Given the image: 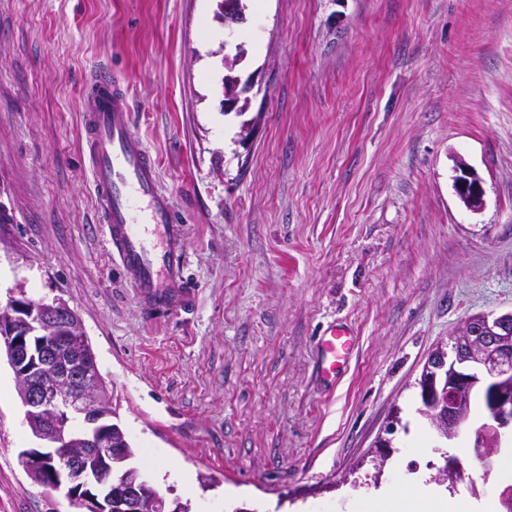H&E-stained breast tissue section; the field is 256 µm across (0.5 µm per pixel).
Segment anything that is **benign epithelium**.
Here are the masks:
<instances>
[{"label":"benign epithelium","instance_id":"benign-epithelium-1","mask_svg":"<svg viewBox=\"0 0 512 512\" xmlns=\"http://www.w3.org/2000/svg\"><path fill=\"white\" fill-rule=\"evenodd\" d=\"M219 20L229 32L244 22L237 0H220ZM240 78L226 77L222 107L242 112L249 102L237 93ZM459 196L483 203L481 182L467 167L456 178ZM0 319V347L19 385L25 419L39 441L23 450L28 476L39 485L67 493L70 504L86 512H181L179 500L148 495L145 476L128 470L115 477L113 462L123 448L112 440V402L84 342L83 326L65 313L60 301L38 304L12 296ZM473 332L469 350L453 340L441 342L429 355L416 381L422 414L433 421L440 439L458 434L457 406L464 394L486 397V421L472 435V450L486 469L501 445V429L512 426V390L502 380L512 373V312L480 315L462 324ZM83 421L75 431L72 419Z\"/></svg>","mask_w":512,"mask_h":512}]
</instances>
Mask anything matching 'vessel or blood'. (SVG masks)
<instances>
[{"mask_svg":"<svg viewBox=\"0 0 512 512\" xmlns=\"http://www.w3.org/2000/svg\"><path fill=\"white\" fill-rule=\"evenodd\" d=\"M81 128L100 209L98 229L142 318L151 323L195 310L198 291L184 275L185 226L159 187L155 158L131 130L128 89L108 68L91 75ZM354 344L344 325L329 326L316 337L317 375L324 384L343 374Z\"/></svg>","mask_w":512,"mask_h":512,"instance_id":"1","label":"vessel or blood"}]
</instances>
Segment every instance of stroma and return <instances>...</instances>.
Returning a JSON list of instances; mask_svg holds the SVG:
<instances>
[{
    "mask_svg": "<svg viewBox=\"0 0 512 512\" xmlns=\"http://www.w3.org/2000/svg\"><path fill=\"white\" fill-rule=\"evenodd\" d=\"M217 4L0 0V305L58 298L80 317L135 465L190 512H290L295 493L302 512H365L407 477L497 512L512 433L485 474L471 423L439 448L415 381L464 321L512 311V0H247L231 35ZM240 48L250 105L227 115ZM100 66L128 85L186 226L199 303L161 323L94 230L81 110ZM461 162L480 209L457 195ZM333 323L356 344L325 389L313 340ZM35 444L0 354V512H77L28 477ZM445 454L453 488L429 467ZM162 460L191 482L160 481Z\"/></svg>",
    "mask_w": 512,
    "mask_h": 512,
    "instance_id": "stroma-1",
    "label": "stroma"
}]
</instances>
